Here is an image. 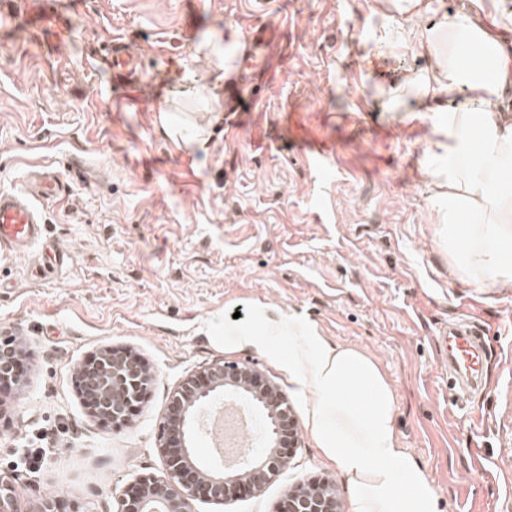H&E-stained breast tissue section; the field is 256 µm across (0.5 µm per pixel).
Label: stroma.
<instances>
[{"label": "stroma", "mask_w": 512, "mask_h": 512, "mask_svg": "<svg viewBox=\"0 0 512 512\" xmlns=\"http://www.w3.org/2000/svg\"><path fill=\"white\" fill-rule=\"evenodd\" d=\"M0 0V190L48 170L67 187L39 198L50 241L73 260L34 276L38 252L0 255V336L24 342L17 384L0 387V472L21 512L44 496L66 512H112L142 474L164 475L159 424L188 374L255 367L286 394L299 443L257 494L194 512H278L289 487L318 476L349 506L345 474L317 447L313 396L273 350L215 340L210 323L271 316L312 325L328 345L370 356L390 385L396 434L429 476L441 512H512V285L463 282L437 243L447 203L431 184L432 127L451 97L389 89L431 58L407 32L461 0L396 10L389 0ZM285 26L275 44L265 32ZM238 37V81L212 83L219 45ZM139 55L132 77L106 62L112 40ZM279 65L275 77L263 67ZM303 143L324 146L316 169ZM471 313L491 329L487 386L465 408L448 396L436 336ZM107 347L138 357L152 381L127 426L90 417L77 364Z\"/></svg>", "instance_id": "1"}]
</instances>
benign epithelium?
<instances>
[{
	"mask_svg": "<svg viewBox=\"0 0 512 512\" xmlns=\"http://www.w3.org/2000/svg\"><path fill=\"white\" fill-rule=\"evenodd\" d=\"M11 339L0 340V385L17 379L18 358ZM151 377L138 359L121 351L102 349L76 370L75 386L90 416L114 428L129 422L134 404L147 394ZM121 385L126 396L112 399ZM223 400L260 408L263 451L245 454L233 465L210 468L196 458L193 433L201 411ZM298 444V419L275 383L262 379L247 364L218 362L200 374L186 376L173 391L160 424L158 450L166 460L161 477L144 475L113 498V512H193L196 500L222 502L238 490L262 491L287 465ZM326 482L313 480L286 495L282 512H341L338 499L324 491ZM0 512H20L14 483L0 473Z\"/></svg>",
	"mask_w": 512,
	"mask_h": 512,
	"instance_id": "obj_1",
	"label": "benign epithelium"
}]
</instances>
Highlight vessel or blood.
<instances>
[{
    "instance_id": "vessel-or-blood-1",
    "label": "vessel or blood",
    "mask_w": 512,
    "mask_h": 512,
    "mask_svg": "<svg viewBox=\"0 0 512 512\" xmlns=\"http://www.w3.org/2000/svg\"><path fill=\"white\" fill-rule=\"evenodd\" d=\"M110 65L112 69L136 73L138 57L121 42H113ZM59 182L56 176L43 175L34 192L0 191V251L12 254L29 252L41 246L46 227L35 203L38 197L56 195ZM487 329L473 321H454L439 331V352L448 361V375L458 393L479 388L485 375L488 356Z\"/></svg>"
}]
</instances>
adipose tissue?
Instances as JSON below:
<instances>
[{
	"instance_id": "1",
	"label": "adipose tissue",
	"mask_w": 512,
	"mask_h": 512,
	"mask_svg": "<svg viewBox=\"0 0 512 512\" xmlns=\"http://www.w3.org/2000/svg\"><path fill=\"white\" fill-rule=\"evenodd\" d=\"M407 41L435 59L416 78L427 95L464 96L435 126L431 143L429 175L448 189L439 244L469 285H512V114L498 109L501 90L512 83V56L464 11L411 29ZM474 48L486 68L470 65ZM231 334L241 345L285 350L289 373L314 394L310 427L347 478L352 512H440L427 475L398 446L393 392L371 357L330 346L313 327L262 307Z\"/></svg>"
}]
</instances>
